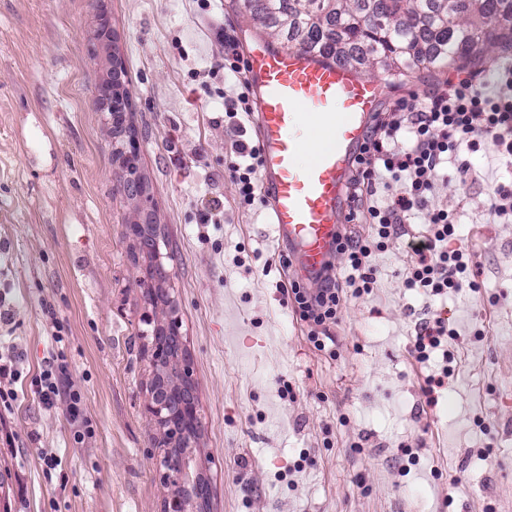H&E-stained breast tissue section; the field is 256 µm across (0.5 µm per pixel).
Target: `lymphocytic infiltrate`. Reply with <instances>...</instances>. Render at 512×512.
<instances>
[{
    "mask_svg": "<svg viewBox=\"0 0 512 512\" xmlns=\"http://www.w3.org/2000/svg\"><path fill=\"white\" fill-rule=\"evenodd\" d=\"M224 68L234 77L233 85L221 93L224 112L241 132L254 108L244 77L246 64L229 38L224 41ZM488 141L499 161L512 165V67L499 71L490 83L480 73L460 69L456 80L446 86L393 100L386 117L370 125L355 160L348 199L351 218L372 225V236L341 232L336 251L346 258L345 270L337 271L330 264L315 285L290 283L295 311L306 323L315 349L328 350L345 292L358 296L372 292L378 274L373 254L403 237L406 225L419 214H427V230L407 244L411 260L401 274L403 287L433 295L478 292L473 255L467 246L455 244V216L436 205L434 196L438 174L447 164H454L461 185L469 184L472 173L459 159V148L475 151ZM261 165L259 144L237 143L228 170L241 206L253 205L261 194ZM32 384L45 409L63 411L71 420L76 437L89 434L64 351L51 353Z\"/></svg>",
    "mask_w": 512,
    "mask_h": 512,
    "instance_id": "lymphocytic-infiltrate-1",
    "label": "lymphocytic infiltrate"
}]
</instances>
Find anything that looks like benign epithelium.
Masks as SVG:
<instances>
[{"label": "benign epithelium", "mask_w": 512, "mask_h": 512, "mask_svg": "<svg viewBox=\"0 0 512 512\" xmlns=\"http://www.w3.org/2000/svg\"><path fill=\"white\" fill-rule=\"evenodd\" d=\"M113 87L98 88L96 108L106 114L112 110ZM133 196L131 222L137 223L142 236L133 237L135 248L148 251L153 247V214L144 196L137 195L138 187L126 186ZM169 280L164 267L139 279L140 288L149 291L152 285ZM159 293L167 295L166 303L154 315L145 317L146 323L156 322L147 354L153 370L146 388L145 412L153 421L157 432L158 465L162 470L164 488L163 512H208L206 471L207 458L196 455L201 433L199 402L193 377L192 360L186 348L178 308L168 297L169 289Z\"/></svg>", "instance_id": "benign-epithelium-1"}]
</instances>
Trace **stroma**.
Listing matches in <instances>:
<instances>
[{
  "label": "stroma",
  "instance_id": "stroma-1",
  "mask_svg": "<svg viewBox=\"0 0 512 512\" xmlns=\"http://www.w3.org/2000/svg\"><path fill=\"white\" fill-rule=\"evenodd\" d=\"M118 38L140 129V167L164 226L181 330L193 357L214 512H512V223L484 215L498 177L492 143L468 159L469 186L439 181L476 256L477 293L430 300L402 287L403 243L379 255L371 294L347 295L336 354L317 351L283 291L296 276L268 203L238 205L227 165L239 139L224 120V45L239 54L269 36L239 0H0V346L29 385L61 336L92 435L25 394L5 419L0 512H160L153 428L144 410L151 327L128 256L131 205L94 105L102 52L87 32L96 8ZM380 83V107L439 85L437 63ZM218 210H209L211 202ZM456 330L455 372L427 405L433 364L410 353L433 315ZM287 398H280V386ZM63 460L44 476L43 455Z\"/></svg>",
  "mask_w": 512,
  "mask_h": 512
}]
</instances>
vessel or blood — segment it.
Segmentation results:
<instances>
[{"mask_svg": "<svg viewBox=\"0 0 512 512\" xmlns=\"http://www.w3.org/2000/svg\"><path fill=\"white\" fill-rule=\"evenodd\" d=\"M246 64L274 238L288 244L312 282L335 253L344 188L381 88L352 67L296 48L260 46ZM313 136L322 145L302 159Z\"/></svg>", "mask_w": 512, "mask_h": 512, "instance_id": "obj_1", "label": "vessel or blood"}]
</instances>
